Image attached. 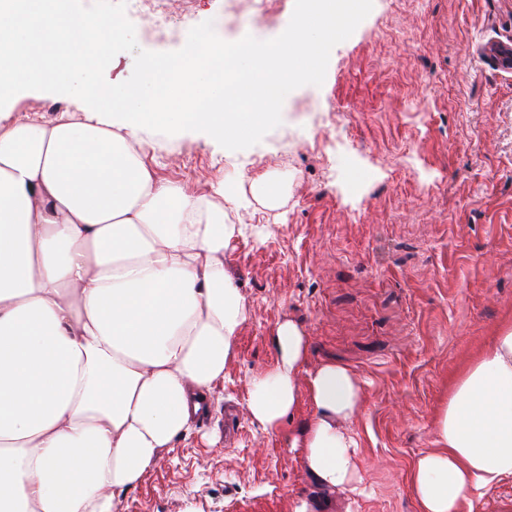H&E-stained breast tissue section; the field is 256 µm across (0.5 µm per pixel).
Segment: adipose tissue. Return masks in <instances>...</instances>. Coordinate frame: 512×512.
<instances>
[{"instance_id":"ef3b65f1","label":"adipose tissue","mask_w":512,"mask_h":512,"mask_svg":"<svg viewBox=\"0 0 512 512\" xmlns=\"http://www.w3.org/2000/svg\"><path fill=\"white\" fill-rule=\"evenodd\" d=\"M351 0H303L277 43L225 45L191 35L174 60L147 58L157 88L189 86L182 112L138 105V89L89 81L84 117L27 116L0 126V512H119L164 449L203 416L247 307L224 270L234 225L209 192L161 178L138 149L153 126H200L242 138L273 122L296 84L354 25ZM123 17L69 0H0V101L26 85L65 90L107 63ZM305 52L291 59L289 43ZM279 87L266 84L272 62ZM256 90L261 112L221 113L201 81ZM273 370L251 381L248 409L278 431L299 403L311 413L293 447L319 488L364 495L346 423L361 403L341 365L302 367L308 343L291 322L273 338ZM512 484V321L477 352L436 413L435 448L415 461L417 512H475Z\"/></svg>"}]
</instances>
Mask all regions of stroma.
<instances>
[{
    "mask_svg": "<svg viewBox=\"0 0 512 512\" xmlns=\"http://www.w3.org/2000/svg\"><path fill=\"white\" fill-rule=\"evenodd\" d=\"M126 19L101 84H139L145 60L208 31L225 43L278 41L295 0H269L259 30L238 28L234 0H179L164 33L135 0H73ZM512 42V0H365L317 84L293 87L276 123L242 140L200 127L143 129L146 161L192 191L224 184L236 227L224 268L247 306L207 417L165 449L121 512H416L407 480L430 450L448 384L512 318V73L485 55ZM76 89L21 92L0 115L81 119ZM280 182L275 201L262 180ZM307 336L306 370L348 367L364 403L350 423L370 495L319 492L289 441L249 414L250 380L272 369L279 325Z\"/></svg>",
    "mask_w": 512,
    "mask_h": 512,
    "instance_id": "35a3bbf8",
    "label": "stroma"
}]
</instances>
